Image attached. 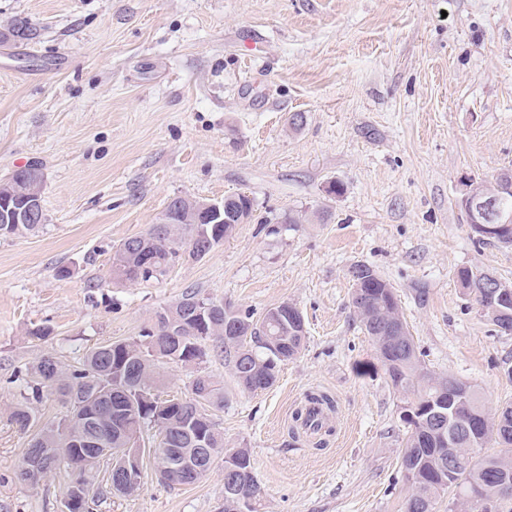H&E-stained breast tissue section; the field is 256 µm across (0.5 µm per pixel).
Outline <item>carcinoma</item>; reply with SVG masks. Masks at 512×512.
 Instances as JSON below:
<instances>
[{"instance_id":"obj_1","label":"carcinoma","mask_w":512,"mask_h":512,"mask_svg":"<svg viewBox=\"0 0 512 512\" xmlns=\"http://www.w3.org/2000/svg\"><path fill=\"white\" fill-rule=\"evenodd\" d=\"M37 37V28L27 18L14 20L0 33V40L28 42ZM44 182L41 166L26 165L0 180V198L8 202V210L0 212V237L34 235L44 224H10L9 210L31 207L27 183ZM229 204L246 221L253 217L254 204L247 196L229 195ZM192 199L175 196L168 203L164 217L168 221L165 234L151 228L145 235L127 238L116 253L112 265L114 281L148 282L166 275L192 243L213 234L223 237L230 224L217 220L189 222L187 206ZM358 280L352 283L351 305L362 328L371 339L379 360L395 391L404 397L400 420L407 428L401 457V470L407 492L402 512H437L439 501L448 498V512H512V404L502 407L501 414L511 417L508 428L480 440L476 434L463 431L455 441L438 430L434 407L448 404V416L465 419L476 427L481 423L485 407L480 392L468 386L467 400L453 398L452 376H437L421 363L411 334L401 335L391 327L404 321L397 296L390 284L372 267L355 264ZM462 288L473 295L483 316L501 327L500 333L512 334V298L499 300L485 295L476 278L485 272L461 269ZM224 306V302L187 291L157 313L156 321L126 340L113 341L87 350L83 359L69 367L50 353L42 355L27 370L31 396L15 404L10 419L25 429L35 423L31 401L40 402L48 395H58L66 413L56 422L38 428L25 448L14 478L31 484L33 466L39 478L61 468L71 470L74 479L69 491V512H92L103 492L95 487L100 465L106 470L130 458L138 450L144 429L155 428L169 433L165 445L191 456L200 455L211 464L227 452L224 432L209 409L224 407V392L211 376L198 374L189 382L191 402L183 405L167 403L160 397L154 380L158 363L172 361L184 366L198 365L207 357V342L220 344L224 359L233 364L238 384L247 391L266 389L276 380L278 366L294 358L305 339L304 324L294 326L281 316L279 306L267 309L255 319L251 314H237L240 333L224 335V315L213 317L206 325L193 317L195 301ZM206 447H197V435ZM230 466L233 484L224 490V510L241 512L242 501H248L247 512H258L261 488L253 475L251 455L246 448L233 449ZM131 489L112 488L110 493L129 496L140 489L143 465L132 471ZM478 486L483 501L464 498L467 490Z\"/></svg>"}]
</instances>
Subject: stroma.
Returning a JSON list of instances; mask_svg holds the SVG:
<instances>
[{
  "instance_id": "1",
  "label": "stroma",
  "mask_w": 512,
  "mask_h": 512,
  "mask_svg": "<svg viewBox=\"0 0 512 512\" xmlns=\"http://www.w3.org/2000/svg\"><path fill=\"white\" fill-rule=\"evenodd\" d=\"M21 17L39 36L0 41V180L38 162L46 221L0 238V512H63L73 478L13 480L28 434L8 414L28 368L137 336L189 288L304 316L302 350L267 389L244 390L213 350L156 369L164 396H188L199 370L221 385L213 417L250 452L260 512H400L402 402L348 306L352 265L393 287L425 367L488 409L512 403V335L458 280L512 282V248L480 241L460 206L512 168V0H0V30ZM238 192L254 218L208 255L113 283L120 243L170 198ZM42 323L52 340L28 336ZM310 393L335 403L324 449L289 432ZM157 445L147 431L140 490L94 512H222L223 460L170 486Z\"/></svg>"
}]
</instances>
